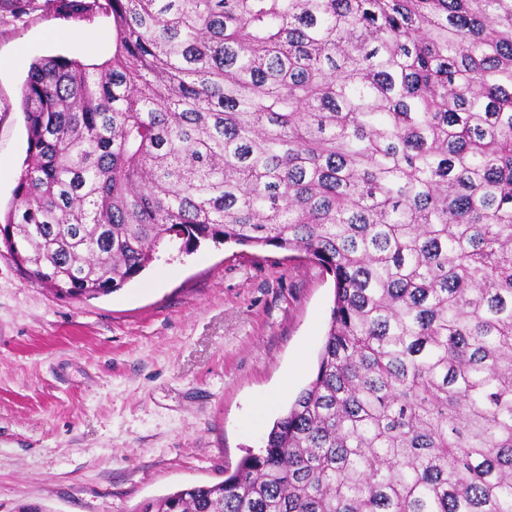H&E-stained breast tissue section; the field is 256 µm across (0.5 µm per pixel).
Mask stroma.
Wrapping results in <instances>:
<instances>
[{
    "label": "stroma",
    "instance_id": "1",
    "mask_svg": "<svg viewBox=\"0 0 512 512\" xmlns=\"http://www.w3.org/2000/svg\"><path fill=\"white\" fill-rule=\"evenodd\" d=\"M75 33L91 62L111 56L105 14L0 11V218L26 156L29 66ZM333 296L331 275L288 252L174 242L116 292L61 297L0 244V512H138L223 481L313 378Z\"/></svg>",
    "mask_w": 512,
    "mask_h": 512
}]
</instances>
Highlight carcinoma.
<instances>
[{"instance_id": "1", "label": "carcinoma", "mask_w": 512, "mask_h": 512, "mask_svg": "<svg viewBox=\"0 0 512 512\" xmlns=\"http://www.w3.org/2000/svg\"><path fill=\"white\" fill-rule=\"evenodd\" d=\"M0 239L107 295L176 239L332 275L313 379L223 481L139 512H512V0H58Z\"/></svg>"}]
</instances>
